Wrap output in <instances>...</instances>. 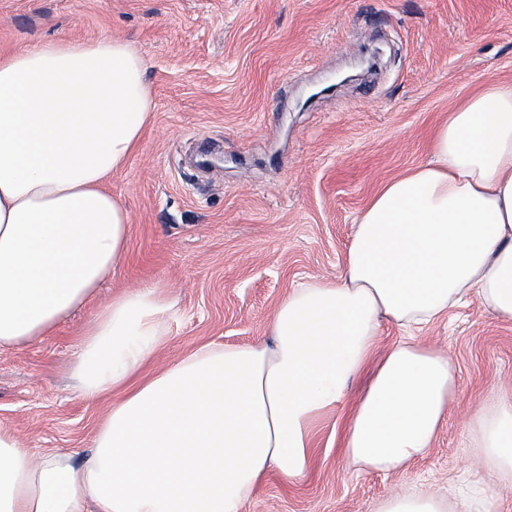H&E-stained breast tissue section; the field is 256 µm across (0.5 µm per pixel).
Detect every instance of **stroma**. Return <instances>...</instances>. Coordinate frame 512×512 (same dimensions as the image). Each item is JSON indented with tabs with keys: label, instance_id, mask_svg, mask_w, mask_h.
Here are the masks:
<instances>
[{
	"label": "stroma",
	"instance_id": "35a3bbf8",
	"mask_svg": "<svg viewBox=\"0 0 512 512\" xmlns=\"http://www.w3.org/2000/svg\"><path fill=\"white\" fill-rule=\"evenodd\" d=\"M102 34L142 54L154 100L106 185L129 211V249L93 302L0 351V429L78 462L109 405L80 394L78 347L112 297L154 283L176 299L150 372L202 345L269 342L292 288L340 276L382 185L429 159L454 109L512 84V0H0L1 52ZM206 142L224 162L201 174L185 158ZM407 337L457 369L429 453L403 473L348 463L339 435L366 370L314 428L305 477L270 474L245 512H372L406 489L444 495L476 480L495 512H512V484L485 478L466 432L491 391L512 394V320L472 299L409 332L384 325L374 358Z\"/></svg>",
	"mask_w": 512,
	"mask_h": 512
}]
</instances>
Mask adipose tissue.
<instances>
[{
  "mask_svg": "<svg viewBox=\"0 0 512 512\" xmlns=\"http://www.w3.org/2000/svg\"><path fill=\"white\" fill-rule=\"evenodd\" d=\"M145 71L108 35L0 55V349L50 334L120 265L129 213L105 185L150 123ZM471 296L512 319V85L452 112L430 158L383 185L356 219L342 279L292 288L270 342L201 346L146 376L172 302L148 285L103 306L77 378L88 399L122 397L79 464L0 429V512H243L269 474H306L315 424L342 402L382 324H429ZM455 388L447 356L394 344L347 420L349 462L406 472ZM468 432L491 471L512 474V396ZM378 512L492 508L477 487L448 501L406 491Z\"/></svg>",
  "mask_w": 512,
  "mask_h": 512,
  "instance_id": "adipose-tissue-1",
  "label": "adipose tissue"
}]
</instances>
